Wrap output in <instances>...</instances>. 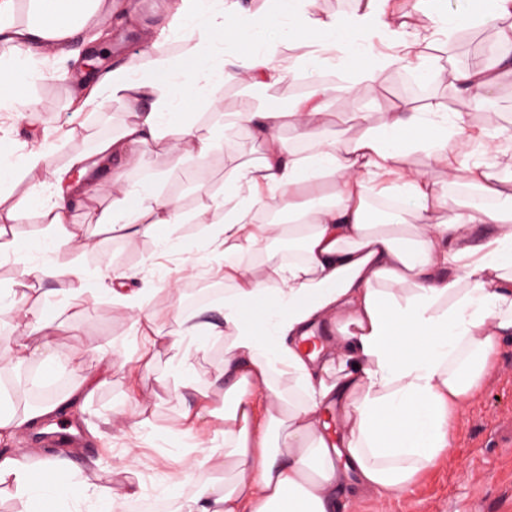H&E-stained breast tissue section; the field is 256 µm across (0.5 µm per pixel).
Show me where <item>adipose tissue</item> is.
Wrapping results in <instances>:
<instances>
[{"mask_svg": "<svg viewBox=\"0 0 512 512\" xmlns=\"http://www.w3.org/2000/svg\"><path fill=\"white\" fill-rule=\"evenodd\" d=\"M106 0H30L33 20L13 22V0H0V109L26 112L30 99L18 90L53 78L50 69L28 66V46L37 42L62 56L76 28L98 15ZM345 15H316L314 0H179L171 20L183 44L173 57L149 47L140 59L112 69L99 82L102 92L129 108L122 131L102 141L101 159L135 162L150 143L176 150L191 134L185 114L227 75L254 86L280 84L291 63L287 44L301 40L321 64L343 65L371 82L379 70L420 58L423 46L449 29L475 24L496 28L499 48L494 72L452 66L442 76L460 95L481 103L498 73H512V0H484L479 11L448 13L445 0H419V8L443 17L437 29L399 21L390 0H354ZM376 28L390 35L391 50L376 55L367 43ZM327 89L314 85L290 107L275 100L251 102L233 113V123L253 130L264 151L258 160L231 169L223 197H210L207 210H223L212 229L224 249L221 319L200 309L178 317L175 334L165 335L142 316L133 330L145 349L169 343L176 350L175 385L196 390L197 406L183 418L193 442L183 454L185 472L199 460L224 461L223 477L182 500L177 512H335L348 479L388 496L404 493L451 445L458 405L474 398L502 348L512 343V177L495 171L502 153L498 135L484 136L471 158L453 163L455 143L471 139L469 114L448 115L445 105L419 112L399 107L378 126L336 145L319 143L316 118ZM289 127L296 153L281 136ZM54 146L34 143L22 153L0 140V187L16 171L50 164ZM421 151L431 166L477 189L479 201H448L443 186L419 171L397 170L398 160ZM389 183L386 228L373 230L367 201ZM56 192L33 185L27 203L42 210L60 230L59 244L74 243L66 228L72 193L65 176ZM87 200L112 198L99 223L116 236L162 233L174 245L173 225L184 223L176 202L150 185L83 188ZM198 211L197 222L206 212ZM426 219L422 234L404 231L408 216ZM288 237L297 251L270 260L264 278L241 264L264 241ZM20 352L52 370L71 362L47 330L54 318L44 307L26 311ZM335 334L321 350L302 341L327 318ZM186 341L202 349L224 343V366L210 389H197ZM98 387L89 376L66 396L18 411L0 404V437L27 431L56 417L61 408L88 400ZM224 395L218 424L195 423L212 391ZM339 407L340 439L328 432L327 415ZM0 483L10 484L33 512H61L62 500L89 503L101 512H120L127 495L112 485L75 478L68 461L30 449L0 457Z\"/></svg>", "mask_w": 512, "mask_h": 512, "instance_id": "obj_1", "label": "adipose tissue"}]
</instances>
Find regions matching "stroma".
<instances>
[{
  "mask_svg": "<svg viewBox=\"0 0 512 512\" xmlns=\"http://www.w3.org/2000/svg\"><path fill=\"white\" fill-rule=\"evenodd\" d=\"M108 2L112 10L105 25L87 24L67 45V52L77 59L76 65L58 71L54 78L22 87L24 96L37 101V111L0 112V137L15 151L43 139L55 146L50 168L18 171L0 194V210L14 206L19 209L9 234L0 240L5 250L55 235V228L44 222L38 210L26 207L30 188L51 180L53 170L66 167L73 156L95 155L98 141L118 133L127 121L122 103L85 105V98L96 91L101 74L138 58L154 41L168 54L181 51L178 37L166 31L169 0H141L135 10L130 8L129 0ZM469 33L468 44H461V32L455 29L435 43L434 53H423L419 69L426 73V94L421 98L408 89L407 80L416 72L411 69L383 70L372 92L360 93L352 101L345 87L355 81V73L339 66L324 68L320 79L328 86L329 95L321 118L322 138L339 143L356 137L365 128L377 126L385 113L404 105L425 112L443 102L449 113L472 112L469 101L438 76L441 69L455 64L461 53L470 64L487 62L482 48L495 44L494 29L478 25L470 27ZM305 52V47L291 45L289 54L296 62L295 70L274 88L252 87L239 78H227L207 101L190 108L187 119L197 135H208L222 124L226 114L238 110L241 101L257 103L271 95L286 106L306 95L313 63L305 59ZM472 114L478 132L512 136V75H503L495 95L480 112ZM261 152V145L250 132L237 128L202 158L195 155L194 144L188 139L178 152L166 154L149 144L134 163L108 161L91 172L89 180L93 183L116 173L131 187L154 181L158 192L177 202L186 215L184 224L176 230L181 254L164 253L156 235L125 239L107 234L96 219L109 205V198L87 204L76 194L68 221L78 227L79 241L76 246L48 252L47 257L58 264L82 267L87 273L84 292H70L63 280L36 281L25 275L24 264L0 261V286L25 283L27 303L53 311L55 321L50 334L55 343L79 358L77 365L48 374L38 363L19 362L11 341L23 325L16 314L0 313V390L16 395L12 375L19 371L24 372L29 387L38 389L65 390L78 376H99L101 384L85 409L59 415L54 424L59 429L79 428L77 446L64 449L63 454L87 467L88 477L101 483L124 480L147 485V493L130 498L124 512H172L174 502L165 487L169 476L182 468L179 450L190 443L182 433V416L195 399L183 391L161 393L160 379L174 372L171 351L159 348L151 367L140 363L141 347L131 328L130 311L113 302L98 272L105 267L137 270V287L148 291L143 309L165 331L174 329L177 311L210 309L222 303L227 286L224 251L207 239L205 224L193 218L204 201L197 188L198 179L206 177L210 191H223L225 174L238 162L258 157ZM187 258L207 265L206 278L183 273ZM106 358L118 362V369L103 372L102 361ZM134 445L139 448L136 467L133 472L120 474L126 462L125 450ZM338 512H512V344L502 349L479 395L458 408L451 447L429 472L398 497L348 484Z\"/></svg>",
  "mask_w": 512,
  "mask_h": 512,
  "instance_id": "35a3bbf8",
  "label": "stroma"
}]
</instances>
